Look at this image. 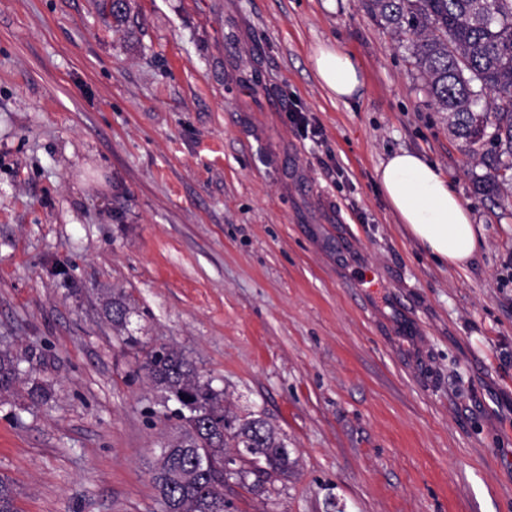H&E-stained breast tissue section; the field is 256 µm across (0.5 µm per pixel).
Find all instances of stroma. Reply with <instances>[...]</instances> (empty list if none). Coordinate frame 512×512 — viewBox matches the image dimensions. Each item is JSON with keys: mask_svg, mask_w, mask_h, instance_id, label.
Wrapping results in <instances>:
<instances>
[{"mask_svg": "<svg viewBox=\"0 0 512 512\" xmlns=\"http://www.w3.org/2000/svg\"><path fill=\"white\" fill-rule=\"evenodd\" d=\"M0 0V478L19 512H161L165 345L296 465L229 512H512V196L366 0ZM361 66L349 100L311 61ZM303 113L319 136L289 115ZM409 150L480 228L438 263L376 169ZM368 287H361V280ZM131 308L129 346L106 314ZM50 391L34 404L26 382ZM313 60L321 85L330 98L345 100L359 92L362 71L348 53L332 45H320L314 50ZM19 360L8 349L0 350V398L13 392L21 378Z\"/></svg>", "mask_w": 512, "mask_h": 512, "instance_id": "1", "label": "stroma"}]
</instances>
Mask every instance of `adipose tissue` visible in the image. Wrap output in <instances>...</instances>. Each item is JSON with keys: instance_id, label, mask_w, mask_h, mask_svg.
<instances>
[{"instance_id": "obj_1", "label": "adipose tissue", "mask_w": 512, "mask_h": 512, "mask_svg": "<svg viewBox=\"0 0 512 512\" xmlns=\"http://www.w3.org/2000/svg\"><path fill=\"white\" fill-rule=\"evenodd\" d=\"M313 60L330 97L343 100L359 92L362 71L348 53L321 45ZM376 174L392 209L432 257L459 269L468 267L482 238L447 177L422 155L407 150L390 155Z\"/></svg>"}]
</instances>
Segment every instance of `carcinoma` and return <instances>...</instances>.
<instances>
[{
	"label": "carcinoma",
	"mask_w": 512,
	"mask_h": 512,
	"mask_svg": "<svg viewBox=\"0 0 512 512\" xmlns=\"http://www.w3.org/2000/svg\"><path fill=\"white\" fill-rule=\"evenodd\" d=\"M371 14L407 42L428 96L446 114L452 134L465 141L489 172L475 177L486 194L512 189V0H367ZM113 18L127 17L126 0H101ZM130 309L112 298L108 316L127 329ZM160 392L152 418L178 421L179 440L165 443L151 468L162 512H226V449L238 486L249 493L288 477L295 461L279 433L262 418L239 419L224 408V390L203 380L181 352L161 346L141 364ZM19 360L0 350V398L21 378ZM192 407L172 409L186 388ZM0 512H18L13 487L0 478Z\"/></svg>",
	"instance_id": "carcinoma-1"
}]
</instances>
